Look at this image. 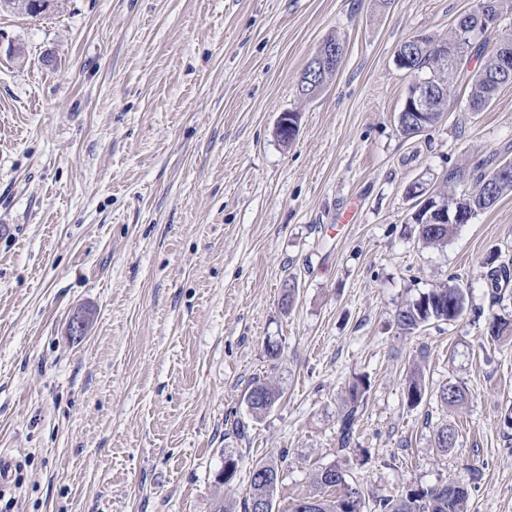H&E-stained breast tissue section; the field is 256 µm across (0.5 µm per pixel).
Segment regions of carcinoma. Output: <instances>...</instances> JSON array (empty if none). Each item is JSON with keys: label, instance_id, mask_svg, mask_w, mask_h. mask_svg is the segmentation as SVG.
Wrapping results in <instances>:
<instances>
[{"label": "carcinoma", "instance_id": "cac0c4a2", "mask_svg": "<svg viewBox=\"0 0 512 512\" xmlns=\"http://www.w3.org/2000/svg\"><path fill=\"white\" fill-rule=\"evenodd\" d=\"M478 16L468 13L463 20L457 22L451 36L459 37L467 42L470 51L475 55L485 56L481 67L473 74L467 99V108L471 112H482L494 101L500 88L512 84V78L502 75L497 50L485 53L486 46L477 43L476 36ZM409 69L416 71V77L427 79L435 77L433 62V45L427 41L413 47V58ZM498 163L492 158L481 160L465 171L458 167L448 169V181L458 186L469 182L470 187L461 193H453L455 205L470 207L474 214L491 209V205L481 202L476 195L485 175L496 168ZM419 241L426 247L441 246L456 233L454 224H421L414 220ZM512 278V268L503 264L488 272L492 299L500 298L503 289L501 280ZM465 292L454 280L439 287L422 292L418 297L410 299L397 307L394 320L397 326L407 332L414 333L431 323L452 322L460 318L464 312ZM487 335L498 341L506 335H512V324L497 316L488 319ZM369 390L367 379L355 378L348 386L343 405L338 416L336 432V454L343 455L351 448L359 426L361 409ZM406 390L409 404L418 405L426 394V383L419 368L409 367L406 375ZM247 398L258 396V400L250 405L255 416H262L270 411L280 398L279 389L271 382L254 378L247 391ZM442 404L457 408L467 400V392L458 385H446L437 392ZM456 439V431L446 425L437 428L434 434V445L440 451L450 448ZM287 460L282 456L280 462L259 461L252 469L250 492L242 504V512H257L261 503L268 505L270 512H275L274 492L281 480V463ZM315 491L291 499L282 512H364L365 492L357 484L348 480L347 471L339 463L317 470L312 478ZM332 492L326 497L324 493ZM468 487L454 480L431 487H416L409 490L399 499L381 498L375 501L377 512H466Z\"/></svg>", "mask_w": 512, "mask_h": 512}]
</instances>
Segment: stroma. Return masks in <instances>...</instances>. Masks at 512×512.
Here are the masks:
<instances>
[{
    "label": "stroma",
    "instance_id": "35a3bbf8",
    "mask_svg": "<svg viewBox=\"0 0 512 512\" xmlns=\"http://www.w3.org/2000/svg\"><path fill=\"white\" fill-rule=\"evenodd\" d=\"M477 0H58L0 12V512H239L250 472L283 459L277 506L336 461L342 391L370 388L346 458L369 499L451 479L468 512H512V194L423 247L405 189L512 159V84L465 111V59L441 121L407 139L410 76L396 47L447 37ZM345 51L315 97L301 74L322 41ZM300 113L288 146L280 113ZM295 277L291 310L281 307ZM457 321L402 334L397 305L449 277ZM85 314L84 336L69 334ZM279 339L282 359L264 344ZM419 363L428 392L407 400ZM281 397L255 417L244 394ZM453 383L468 399L442 405ZM245 426L244 437L232 432ZM447 425L456 444L437 452ZM238 470L216 480L225 455ZM246 394L248 401L254 395L259 397L258 400H255L254 403L250 405V410L256 417L268 413L270 407H273L281 396L279 389L275 385L260 377H256L251 381Z\"/></svg>",
    "mask_w": 512,
    "mask_h": 512
}]
</instances>
